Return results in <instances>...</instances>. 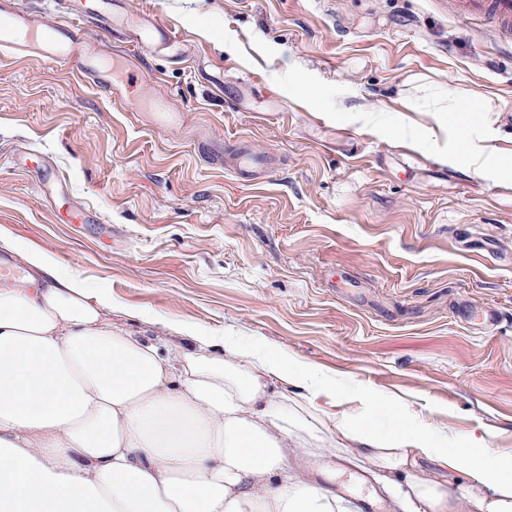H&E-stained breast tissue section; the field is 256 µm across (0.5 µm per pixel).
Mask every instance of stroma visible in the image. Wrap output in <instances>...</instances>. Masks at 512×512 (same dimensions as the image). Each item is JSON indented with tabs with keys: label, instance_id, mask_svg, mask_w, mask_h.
<instances>
[{
	"label": "stroma",
	"instance_id": "1",
	"mask_svg": "<svg viewBox=\"0 0 512 512\" xmlns=\"http://www.w3.org/2000/svg\"><path fill=\"white\" fill-rule=\"evenodd\" d=\"M180 34L132 55L183 111L158 130L75 72L0 53V245L149 317L282 348L389 393L448 436L512 450V181L478 180L348 109L431 124L394 100L413 76L494 105V153L512 157V42L451 0H126ZM257 82L245 96L241 75ZM268 152L261 182L210 163L208 140ZM65 180V198L50 188ZM91 220L65 224L66 210ZM500 320L482 322L486 308ZM348 112H352V116L362 121L364 125L369 126L374 133L386 134L391 129L383 115L376 111L361 107H353L348 109Z\"/></svg>",
	"mask_w": 512,
	"mask_h": 512
}]
</instances>
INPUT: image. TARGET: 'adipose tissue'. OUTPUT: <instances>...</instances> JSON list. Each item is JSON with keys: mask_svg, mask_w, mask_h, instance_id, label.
Here are the masks:
<instances>
[{"mask_svg": "<svg viewBox=\"0 0 512 512\" xmlns=\"http://www.w3.org/2000/svg\"><path fill=\"white\" fill-rule=\"evenodd\" d=\"M411 84L401 111L433 122L400 137L474 177H512V158L490 154L491 104L452 148L467 92ZM25 260L0 284V512H348L316 480L336 456L403 478L413 512H512V452L486 437L451 446L396 398L346 392L243 336L158 319L156 337L133 335L106 290L48 251Z\"/></svg>", "mask_w": 512, "mask_h": 512, "instance_id": "1", "label": "adipose tissue"}]
</instances>
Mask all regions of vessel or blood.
Instances as JSON below:
<instances>
[{"label": "vessel or blood", "instance_id": "b4317fda", "mask_svg": "<svg viewBox=\"0 0 512 512\" xmlns=\"http://www.w3.org/2000/svg\"><path fill=\"white\" fill-rule=\"evenodd\" d=\"M119 3L120 0H65L63 20L46 27L30 14L19 11L16 0H0V50L33 61L76 66L84 81L106 90L113 101L140 108L143 100L139 87L144 72L128 62L121 80H114L86 30L90 21L109 32L124 27V19L116 13ZM454 6L459 16L492 20L501 37H512V0H454ZM136 36L157 52L171 50L177 40L171 30L151 20L138 26ZM152 107L158 128L182 124V113L172 111L165 99H153Z\"/></svg>", "mask_w": 512, "mask_h": 512}]
</instances>
